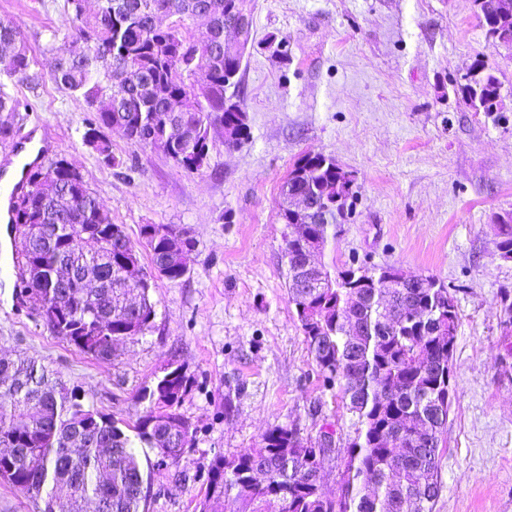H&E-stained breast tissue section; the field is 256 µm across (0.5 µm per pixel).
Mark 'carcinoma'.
I'll list each match as a JSON object with an SVG mask.
<instances>
[{"mask_svg":"<svg viewBox=\"0 0 512 512\" xmlns=\"http://www.w3.org/2000/svg\"><path fill=\"white\" fill-rule=\"evenodd\" d=\"M234 0H98L93 19L85 21L70 44L58 52L53 80L81 97L95 111L83 141L103 163L115 164L108 133L117 132L144 147L161 150L188 172L201 170L214 137H224V124L237 123L235 146L249 138L246 113L224 110V78L241 67L224 52V25L231 20ZM206 14L209 28L195 35L190 22ZM171 18L163 26L159 15ZM29 50L16 28L0 22V73L24 78ZM195 78L196 94L184 111H166V100L151 93L145 81L164 86L169 94ZM467 97L490 111L500 97L497 79L487 74L466 86ZM302 179L317 210L336 208L349 194L344 172L333 157L307 153L285 183ZM30 192L38 227L32 232L12 211L11 223L20 240V294L35 309L55 301L54 267L69 265L77 277L101 276L105 287L91 299L73 290L54 315L53 333L79 352L104 359L124 340L131 318L141 333L150 331L155 316L150 279L129 282L124 258L136 253L121 226L100 205L81 174L63 159L37 168ZM309 229L321 248L336 239V224ZM93 227L101 238L70 250L65 237ZM142 238L152 264L165 262L170 238L189 232L172 224H145ZM287 270L304 257L307 244L284 239ZM497 248L512 258V218L500 225ZM45 263L42 278L32 275L35 260ZM393 265L326 266L321 288L294 287L287 279L290 303L309 353L324 384L338 389L342 408L352 416L336 493L320 490V462L313 448L301 444L294 428L275 425L252 448L209 464L207 486L199 512H433L443 489L438 456L451 404L443 393L453 390L452 357L459 323L454 297L442 299L448 287L432 276H420L397 293L398 306L419 310L424 321L409 318L388 322L389 290L375 279ZM190 379L178 365L144 389L150 407L127 429L96 410H86L75 388L52 379L34 357L0 360V440L14 439L27 453L0 455V479L31 499L45 501L48 512L65 510L72 501L105 499L109 512H140L146 504L151 472L144 470L137 445L159 449L169 434L148 422L159 405L183 424L182 441L192 446L190 423L179 412ZM296 459L289 469L287 456Z\"/></svg>","mask_w":512,"mask_h":512,"instance_id":"1","label":"carcinoma"}]
</instances>
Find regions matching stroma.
<instances>
[{
  "instance_id": "35a3bbf8",
  "label": "stroma",
  "mask_w": 512,
  "mask_h": 512,
  "mask_svg": "<svg viewBox=\"0 0 512 512\" xmlns=\"http://www.w3.org/2000/svg\"><path fill=\"white\" fill-rule=\"evenodd\" d=\"M254 40L234 96L251 135L214 140L186 173L162 152L112 134L114 165L82 141L86 103L52 79L81 21L65 0H0V21L29 48L28 80L4 74L20 103L0 174L26 139L63 159L151 269L140 229L173 224L194 240L191 271L154 278L151 331L108 359L78 352L19 296V242L0 223V358L41 359L84 403L134 422L139 395L170 364L191 386L179 411L193 444L178 462L140 448L152 473L145 512H196L216 455L253 447L275 425L318 437L351 416L325 388L289 301L281 186L305 154L356 176L354 214L324 262L393 265L453 290L460 321L455 398L438 458L433 512H512V259L496 248L512 214V51L492 46L474 0H254ZM500 83L503 109L478 112L463 91L476 61Z\"/></svg>"
}]
</instances>
